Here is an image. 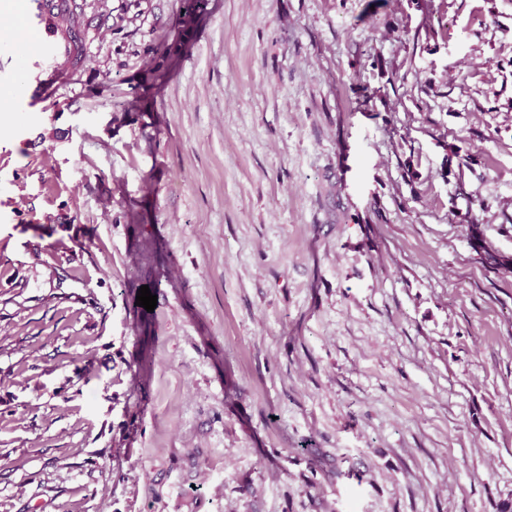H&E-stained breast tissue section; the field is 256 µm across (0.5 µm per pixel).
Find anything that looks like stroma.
I'll return each instance as SVG.
<instances>
[{"instance_id": "obj_1", "label": "stroma", "mask_w": 512, "mask_h": 512, "mask_svg": "<svg viewBox=\"0 0 512 512\" xmlns=\"http://www.w3.org/2000/svg\"><path fill=\"white\" fill-rule=\"evenodd\" d=\"M78 2L0 111V512H500L512 0ZM40 1L36 3L37 13L31 15L29 23L33 28L34 40L41 56L51 61L66 58L64 62L68 64V67L62 71L77 67L84 60L85 50L76 31L78 27L77 14L71 1L53 0L57 2L50 5L45 0ZM58 1L62 3V7L59 9L57 17L64 32L58 26L55 17L57 13L55 5L58 4ZM64 33L69 36L72 42L73 49L69 56L71 46ZM58 71L51 69L37 74L24 88L23 95L31 102H46L56 89Z\"/></svg>"}]
</instances>
